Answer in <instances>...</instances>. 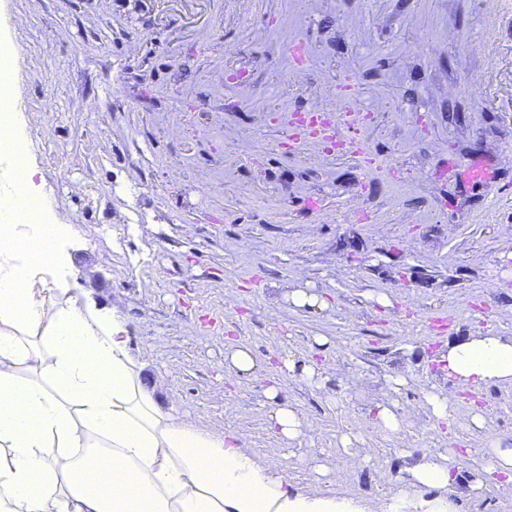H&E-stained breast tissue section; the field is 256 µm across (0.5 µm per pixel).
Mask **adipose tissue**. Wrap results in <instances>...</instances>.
Listing matches in <instances>:
<instances>
[{"label":"adipose tissue","instance_id":"1","mask_svg":"<svg viewBox=\"0 0 512 512\" xmlns=\"http://www.w3.org/2000/svg\"><path fill=\"white\" fill-rule=\"evenodd\" d=\"M30 204L24 185L0 184V512H363L293 488L242 436L163 410L120 314L47 279L61 227L13 223ZM445 362L476 387L511 382L512 338L450 342ZM459 470L456 454L422 457L376 512H457L441 490Z\"/></svg>","mask_w":512,"mask_h":512}]
</instances>
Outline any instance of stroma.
<instances>
[{"instance_id": "1", "label": "stroma", "mask_w": 512, "mask_h": 512, "mask_svg": "<svg viewBox=\"0 0 512 512\" xmlns=\"http://www.w3.org/2000/svg\"><path fill=\"white\" fill-rule=\"evenodd\" d=\"M296 36L312 48L297 76ZM1 55L45 219L68 227L58 269L83 305L124 318L161 406L241 435L296 489L363 506L451 450L459 512H512L506 475L469 491L487 434L512 448V383L437 367L450 341L512 337V0H0ZM346 83L374 113L375 168L283 154L293 108L335 106ZM476 154L508 165L498 184L436 176ZM311 192L320 209L300 208ZM434 313L444 333H426ZM238 347L251 373L225 363ZM271 387L311 427L302 441L272 428ZM450 391L451 442L427 402Z\"/></svg>"}]
</instances>
